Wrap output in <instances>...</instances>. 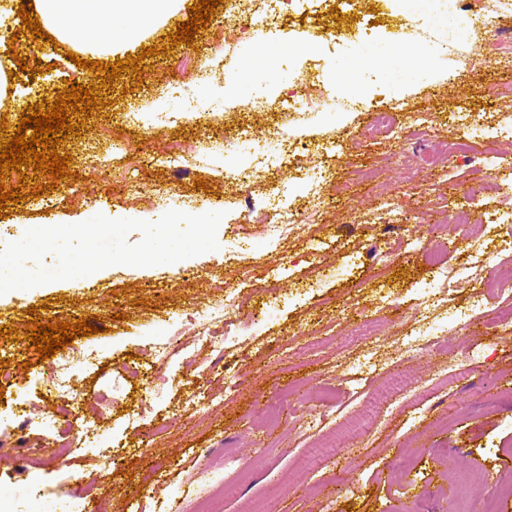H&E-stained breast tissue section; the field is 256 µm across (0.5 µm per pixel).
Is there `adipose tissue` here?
<instances>
[{
	"mask_svg": "<svg viewBox=\"0 0 512 512\" xmlns=\"http://www.w3.org/2000/svg\"><path fill=\"white\" fill-rule=\"evenodd\" d=\"M186 0H34L44 26L57 40L109 55L134 42L156 22L177 17ZM94 33L86 42L85 33Z\"/></svg>",
	"mask_w": 512,
	"mask_h": 512,
	"instance_id": "adipose-tissue-1",
	"label": "adipose tissue"
}]
</instances>
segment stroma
I'll list each match as a JSON object with an SVG mask.
<instances>
[{"mask_svg":"<svg viewBox=\"0 0 512 512\" xmlns=\"http://www.w3.org/2000/svg\"><path fill=\"white\" fill-rule=\"evenodd\" d=\"M368 7L378 22L372 36L352 27L344 40L327 41L339 17ZM226 10L217 5L214 23L200 28L194 48L173 46L142 60V81L127 72L116 78L112 105L90 114L79 135L58 147L72 156L69 176L56 182L30 175L43 193L8 205L0 242L18 241L42 224H77L98 214L144 221L173 210L247 217V201L269 194L263 172L254 168V131L276 123L309 150L302 172L281 170V190L307 196L320 176L316 160L331 150L334 202L323 224L284 247L261 235L245 254L232 237L221 236L216 250L172 264L116 265L86 280L0 295V360L15 376L0 396L2 419L14 400L36 413L47 411L21 364L32 362L37 376L55 366L29 341L6 339L2 330H25L35 306L45 324L98 318L97 334L73 341L72 382L89 401L83 416L95 425L90 447L45 461L44 446L64 427L58 419L49 430L32 426L1 439L0 512H63L66 495L95 499V512H153L156 503L183 494L206 496L220 479L233 489L219 501V512H401L414 502L422 512H454V499L436 494L448 483L452 451L461 454L460 468L474 485L512 483V331L483 322L462 329L458 312L468 304V288L431 279L417 261H394L376 280L370 272L371 247L408 235L425 242L431 225L449 223L464 183L476 173L454 159L435 165L429 144L370 135L364 116L382 100L401 117L427 115L434 132L452 141L480 136L481 130L449 125L450 113L495 109L510 128L496 147L510 158L512 66L485 65L484 35L471 29L451 54H443L438 0H352L343 6L338 0H285L275 25L249 27L229 45L216 24ZM6 26L17 33L15 49L30 67L46 65L34 78L19 72L0 96L9 128H17L29 105L56 100L66 82L95 83V72L70 61L69 46L34 41L15 14ZM315 83L356 99V112L308 109L303 94ZM492 83L497 89L491 96L486 88ZM135 109L176 121L151 125L144 116L111 123L112 113ZM349 130L355 140L345 139ZM104 153L108 161L98 162ZM171 155L184 156L192 175L176 177L163 163ZM240 169L248 175L246 187L225 186V172ZM199 178L206 189H195ZM348 241L364 246L361 258L348 257ZM186 268L196 278L181 280ZM270 280L277 292L266 314L216 358L203 339L209 305L228 290L252 304L268 299L264 286ZM428 292L445 295L447 302L430 314L427 335L435 345L425 351L406 343L405 315L413 298ZM384 293L391 299L385 308ZM354 296L376 311L373 334L344 317ZM172 337L189 348V372L221 362V376H210L205 386L209 411L186 407V390L175 386L164 387L147 405L139 391H130L122 411L91 406L115 379L117 364L132 355L153 358L158 343ZM364 358L411 383L421 423H410L405 404L390 411L380 404L383 385L359 367ZM232 375L238 387L225 385ZM292 384L323 386L335 397L292 416L257 417L256 404L277 403ZM312 414L320 422L309 430ZM333 439L345 442L344 451L321 453L323 442ZM487 448L498 449L497 460L484 456ZM228 451L236 464L226 463ZM204 453L215 467L198 481L194 474ZM114 454L124 458L116 472L107 461Z\"/></svg>","mask_w":512,"mask_h":512,"instance_id":"35a3bbf8","label":"stroma"}]
</instances>
